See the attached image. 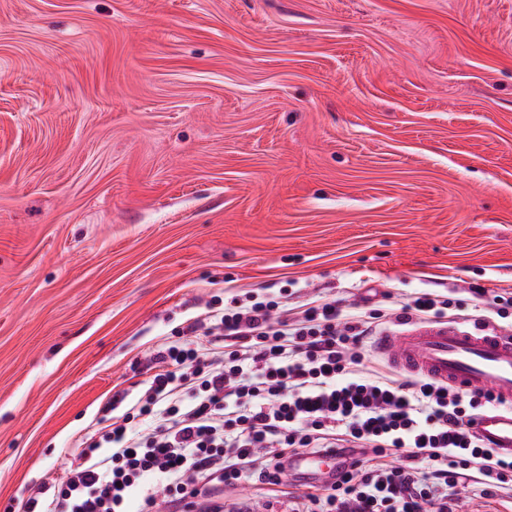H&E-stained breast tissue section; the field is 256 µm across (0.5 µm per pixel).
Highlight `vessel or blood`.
<instances>
[{
  "label": "vessel or blood",
  "instance_id": "obj_1",
  "mask_svg": "<svg viewBox=\"0 0 512 512\" xmlns=\"http://www.w3.org/2000/svg\"><path fill=\"white\" fill-rule=\"evenodd\" d=\"M376 350L398 370L467 392L490 394L494 406L474 417L473 433L512 456V335L480 325L469 329L432 322L377 336ZM341 459L332 452L296 457L304 480L328 479Z\"/></svg>",
  "mask_w": 512,
  "mask_h": 512
}]
</instances>
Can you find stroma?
Segmentation results:
<instances>
[{"label": "stroma", "instance_id": "obj_1", "mask_svg": "<svg viewBox=\"0 0 512 512\" xmlns=\"http://www.w3.org/2000/svg\"><path fill=\"white\" fill-rule=\"evenodd\" d=\"M424 293L512 295V0H0V512L206 308Z\"/></svg>", "mask_w": 512, "mask_h": 512}]
</instances>
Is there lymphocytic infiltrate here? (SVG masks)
<instances>
[{
    "instance_id": "1",
    "label": "lymphocytic infiltrate",
    "mask_w": 512,
    "mask_h": 512,
    "mask_svg": "<svg viewBox=\"0 0 512 512\" xmlns=\"http://www.w3.org/2000/svg\"><path fill=\"white\" fill-rule=\"evenodd\" d=\"M284 311L275 300L212 311L206 333L219 347L165 344L134 415L84 441L65 489L28 498L23 512H198L203 485H278L288 452L328 448L347 453L350 469L301 512H455L450 490L474 468L488 490H512V457L470 431L486 396L359 376L380 311L352 316L312 301L292 322ZM403 448L405 462L388 465Z\"/></svg>"
}]
</instances>
